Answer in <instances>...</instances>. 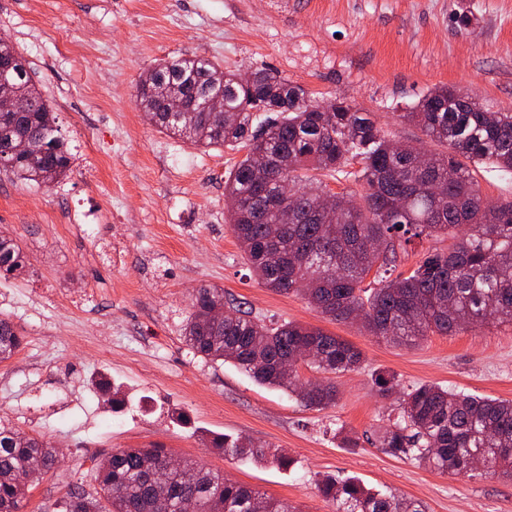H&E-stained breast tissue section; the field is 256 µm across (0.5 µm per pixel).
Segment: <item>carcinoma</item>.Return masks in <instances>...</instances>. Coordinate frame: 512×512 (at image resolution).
Listing matches in <instances>:
<instances>
[{
    "instance_id": "cac0c4a2",
    "label": "carcinoma",
    "mask_w": 512,
    "mask_h": 512,
    "mask_svg": "<svg viewBox=\"0 0 512 512\" xmlns=\"http://www.w3.org/2000/svg\"><path fill=\"white\" fill-rule=\"evenodd\" d=\"M9 79L20 112L0 113V169L21 181L46 183L67 176L74 154L57 116L32 83L28 62ZM181 95L192 111L190 125L168 111L165 93ZM145 118L159 131L194 146H224L244 152L229 171L224 195L236 202L228 211L231 231L252 274L281 294L300 292L334 321L364 319L373 336L413 347L436 333L453 335L464 326L493 320L512 322V201L490 205L475 187L469 164L488 162L512 173V112H489L468 95L448 87L429 91L400 118L426 137L447 146L432 153L399 144L381 133L369 113L345 100L328 107L277 71L261 68L243 85L236 74L201 56H172L150 69L137 88ZM224 116L210 112L212 97ZM24 136L32 160H13L9 145ZM361 165L363 205L325 200L318 175ZM288 174L292 200L271 202L281 173ZM446 237L448 249L428 250L408 274H394L398 252L415 238ZM382 250L374 253L372 243ZM22 268L15 240L0 232V274ZM372 280H367V277ZM224 304V289H198L183 325V340L197 356L230 362L261 384L296 397L308 409L336 405L329 380L301 381L281 363L323 374L358 369L362 353L319 327L296 322L267 325L241 309L215 323L212 309ZM23 336L0 319V361L19 349ZM313 344L317 356L302 358ZM374 383L387 396L397 391L395 375L380 373ZM112 411L125 405L120 387L103 379ZM401 410L379 435L380 447L398 458L442 474L473 477V455L488 472L512 479V401L471 395L432 384L400 393ZM211 447L241 460L270 462L281 469L297 460L283 449L224 434ZM163 448H123L100 461L94 484H75L56 503V512H161L153 477L165 472L168 512H299L243 483L182 461L166 470ZM57 460L43 437L0 420V512H22L24 482H38ZM320 496L337 512H426L389 491H371L354 478L325 475L316 480Z\"/></svg>"
}]
</instances>
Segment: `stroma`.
Masks as SVG:
<instances>
[{
	"instance_id": "1",
	"label": "stroma",
	"mask_w": 512,
	"mask_h": 512,
	"mask_svg": "<svg viewBox=\"0 0 512 512\" xmlns=\"http://www.w3.org/2000/svg\"><path fill=\"white\" fill-rule=\"evenodd\" d=\"M462 11L469 25L457 22ZM1 37L30 62L76 156L48 187L0 172V231L24 265L0 277V317L24 336L0 362V419L59 451L24 512H54L113 451L154 445L299 512H333L314 485L327 474L393 490L428 512H512L511 480L449 476L385 453L376 434L397 403L374 384L390 372L405 388L512 401V323L405 348L264 288L225 221L224 178L240 153L159 132L137 99L141 77L170 56L245 75L269 67L312 101L346 98L391 138L441 153L400 114L441 86L512 112V0H0ZM204 286L265 322L316 326L358 347L360 368L336 377V406L304 408L231 363L194 357L181 323ZM102 378L121 385L123 412L97 388ZM176 410L191 426L173 421ZM212 432L284 449L297 465L230 460L209 448ZM345 434L357 447L343 446Z\"/></svg>"
}]
</instances>
